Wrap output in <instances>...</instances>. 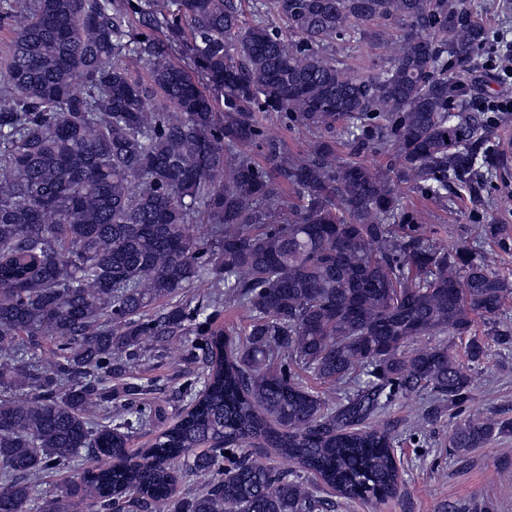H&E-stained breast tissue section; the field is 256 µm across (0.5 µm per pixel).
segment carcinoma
Returning a JSON list of instances; mask_svg holds the SVG:
<instances>
[{
    "instance_id": "1",
    "label": "carcinoma",
    "mask_w": 512,
    "mask_h": 512,
    "mask_svg": "<svg viewBox=\"0 0 512 512\" xmlns=\"http://www.w3.org/2000/svg\"><path fill=\"white\" fill-rule=\"evenodd\" d=\"M482 0H0L10 33L0 88V512H316V486L253 456L273 448L346 499L397 494L396 436L377 420L428 395L423 419L470 398L471 369L439 340L512 345V280L492 255L437 246L398 184L439 198L494 177L489 117L465 93L487 33ZM278 14L288 31L271 19ZM399 31L388 68L340 67L333 41ZM191 44V66L169 50ZM134 59L145 72H132ZM161 106L152 107L153 98ZM277 112L327 136L290 159ZM350 158L336 156V139ZM259 144L273 179L244 151ZM392 151L390 174L359 160ZM300 205L281 217L283 185ZM210 225V238L189 225ZM206 298L249 313L246 339L209 328ZM194 323L202 388L137 455L149 419L108 380L181 345ZM54 345L50 355L44 345ZM326 385L316 392L286 361ZM512 426L472 415L460 452ZM207 446L203 454L196 449ZM62 488L46 474L76 461ZM112 459L98 466L100 457ZM186 472L203 488L175 493Z\"/></svg>"
}]
</instances>
